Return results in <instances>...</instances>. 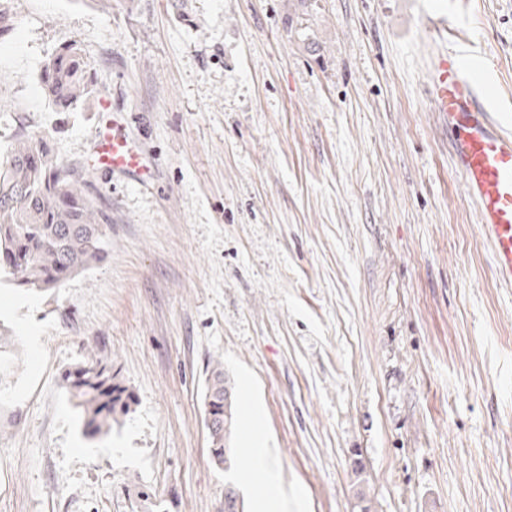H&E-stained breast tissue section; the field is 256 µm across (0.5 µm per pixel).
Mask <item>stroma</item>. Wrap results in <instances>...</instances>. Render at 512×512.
<instances>
[{
  "mask_svg": "<svg viewBox=\"0 0 512 512\" xmlns=\"http://www.w3.org/2000/svg\"><path fill=\"white\" fill-rule=\"evenodd\" d=\"M0 158L20 129L87 155L96 108L61 110L44 63L78 42L149 188L94 174L107 258L36 293L0 275V512H243L257 407L288 512H512V288L428 94L442 42L491 59L512 124V0H0ZM111 363L131 412L85 437L62 374ZM239 395L231 469L206 376ZM204 423L214 463H230L234 454L229 445L236 423L235 387L219 365L211 369L207 378Z\"/></svg>",
  "mask_w": 512,
  "mask_h": 512,
  "instance_id": "35a3bbf8",
  "label": "stroma"
}]
</instances>
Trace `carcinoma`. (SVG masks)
I'll return each mask as SVG.
<instances>
[{"label":"carcinoma","instance_id":"obj_1","mask_svg":"<svg viewBox=\"0 0 512 512\" xmlns=\"http://www.w3.org/2000/svg\"><path fill=\"white\" fill-rule=\"evenodd\" d=\"M41 86L63 111L91 102L93 74L77 42L44 64ZM92 178L87 165L63 162L44 141L26 130L17 132L10 155L0 162V268L9 269L18 285L47 292L103 259V227L112 223V208ZM62 388L80 410L83 432L92 438L108 432L134 403L108 362L74 367L62 375ZM204 423L214 463H229L235 387L219 365L207 378Z\"/></svg>","mask_w":512,"mask_h":512}]
</instances>
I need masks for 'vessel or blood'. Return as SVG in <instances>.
<instances>
[{"instance_id": "b4317fda", "label": "vessel or blood", "mask_w": 512, "mask_h": 512, "mask_svg": "<svg viewBox=\"0 0 512 512\" xmlns=\"http://www.w3.org/2000/svg\"><path fill=\"white\" fill-rule=\"evenodd\" d=\"M485 57L440 50L433 63L430 97L452 139L456 167L464 176L482 235L489 245L495 279L512 287V131L490 111ZM87 162L125 176L142 175L147 159L120 113L99 123Z\"/></svg>"}]
</instances>
